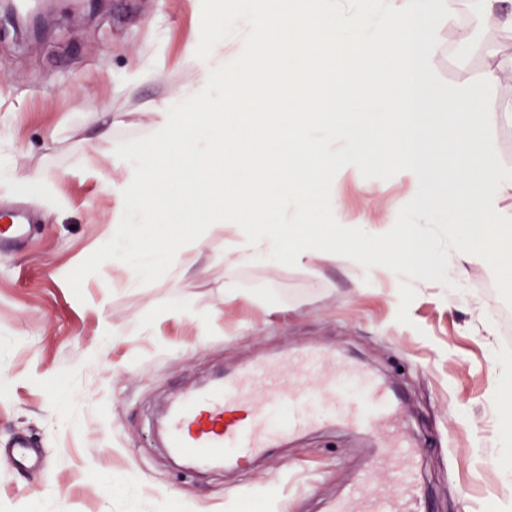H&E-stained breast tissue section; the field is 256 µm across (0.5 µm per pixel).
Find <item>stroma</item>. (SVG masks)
Here are the masks:
<instances>
[{
    "label": "stroma",
    "instance_id": "1",
    "mask_svg": "<svg viewBox=\"0 0 512 512\" xmlns=\"http://www.w3.org/2000/svg\"><path fill=\"white\" fill-rule=\"evenodd\" d=\"M458 0L437 30L436 72L458 86L490 70L497 154L512 167V32L467 24ZM201 0H59L40 39L0 16V213L31 207L38 231L0 255V512H327L383 436L342 426L306 433L256 465L200 475L151 441L159 408L218 368L332 348L395 386L419 448L423 512H512L500 411L512 404L496 359H512V321L489 265L459 293L388 268L315 255L296 266L225 261L238 226L205 232V270L150 285L105 262L75 297L67 275L112 237L121 214L116 146L149 135L154 101L195 79L185 45ZM400 177L347 171L332 197L348 223L395 222ZM21 435L46 463L8 453ZM127 480L108 494L107 477Z\"/></svg>",
    "mask_w": 512,
    "mask_h": 512
}]
</instances>
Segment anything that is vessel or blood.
<instances>
[{"mask_svg": "<svg viewBox=\"0 0 512 512\" xmlns=\"http://www.w3.org/2000/svg\"><path fill=\"white\" fill-rule=\"evenodd\" d=\"M31 221L23 214L0 226V250L25 242ZM365 434L383 433L389 448L377 449L371 463L329 512H422L415 477V448L397 425L394 394L355 364L338 362L326 347L261 359L181 390L162 425L168 452L197 472L237 470L290 437L333 422ZM394 468L395 479L376 485L377 470Z\"/></svg>", "mask_w": 512, "mask_h": 512, "instance_id": "vessel-or-blood-1", "label": "vessel or blood"}]
</instances>
